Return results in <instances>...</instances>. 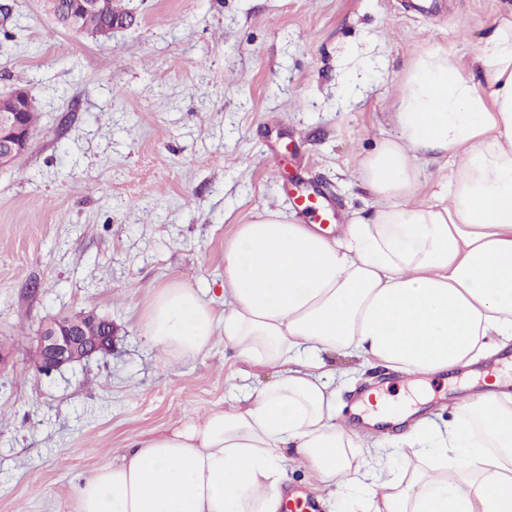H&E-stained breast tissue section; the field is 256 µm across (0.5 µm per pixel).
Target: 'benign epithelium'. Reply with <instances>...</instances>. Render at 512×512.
Listing matches in <instances>:
<instances>
[{
	"label": "benign epithelium",
	"instance_id": "obj_1",
	"mask_svg": "<svg viewBox=\"0 0 512 512\" xmlns=\"http://www.w3.org/2000/svg\"><path fill=\"white\" fill-rule=\"evenodd\" d=\"M77 7L69 15L72 27L79 26L81 13L103 11L108 0H75ZM12 97L21 101V110L0 112V168L10 166L28 148L31 133L23 123L22 112L36 108V101L22 89L12 91ZM99 327L103 335L87 342V329ZM114 341L112 321L94 312H81L73 316L55 319L42 325L39 337V353L35 360L36 370L51 375L80 363L97 353L105 354Z\"/></svg>",
	"mask_w": 512,
	"mask_h": 512
}]
</instances>
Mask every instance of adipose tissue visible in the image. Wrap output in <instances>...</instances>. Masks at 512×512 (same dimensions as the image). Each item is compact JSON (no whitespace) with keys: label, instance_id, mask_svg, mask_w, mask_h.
I'll list each match as a JSON object with an SVG mask.
<instances>
[{"label":"adipose tissue","instance_id":"1","mask_svg":"<svg viewBox=\"0 0 512 512\" xmlns=\"http://www.w3.org/2000/svg\"><path fill=\"white\" fill-rule=\"evenodd\" d=\"M475 62L467 74L440 47L410 61L396 133L359 171L374 207L339 235L269 211L224 244L223 310L184 282L154 292L147 340L172 361L222 332L244 364L235 395L132 439L76 486L74 512H280L298 461L330 512H512V392L498 373L446 425L382 397L361 432L339 420L329 362L431 377L512 344V12ZM438 158L449 175L418 199ZM387 423L406 431L375 437Z\"/></svg>","mask_w":512,"mask_h":512}]
</instances>
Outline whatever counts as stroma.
<instances>
[{"mask_svg":"<svg viewBox=\"0 0 512 512\" xmlns=\"http://www.w3.org/2000/svg\"><path fill=\"white\" fill-rule=\"evenodd\" d=\"M123 0L112 37L55 28L44 0H0V95L31 90L28 150L0 169V512H72V488L130 440L222 407L240 362L215 336L165 360L145 339L159 289L224 278V242L269 210L336 236L374 198L363 158L395 133L408 61L470 58L512 0ZM315 188L336 218L294 208ZM111 319L112 351L46 376L49 319ZM341 400L398 372L337 359Z\"/></svg>","mask_w":512,"mask_h":512,"instance_id":"35a3bbf8","label":"stroma"}]
</instances>
